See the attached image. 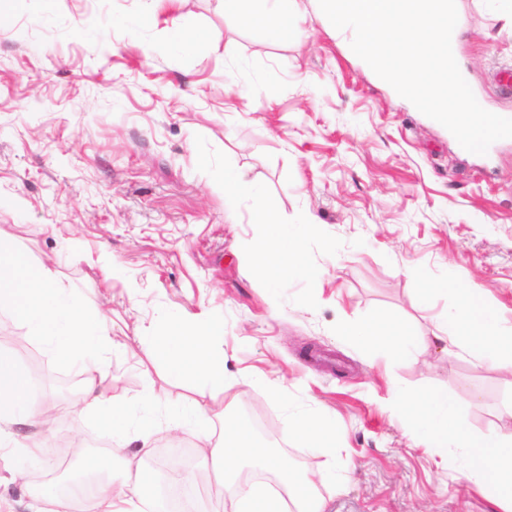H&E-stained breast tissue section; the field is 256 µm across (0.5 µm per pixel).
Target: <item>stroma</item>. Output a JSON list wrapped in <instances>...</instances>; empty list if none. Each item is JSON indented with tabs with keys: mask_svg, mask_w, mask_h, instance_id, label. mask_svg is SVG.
<instances>
[{
	"mask_svg": "<svg viewBox=\"0 0 512 512\" xmlns=\"http://www.w3.org/2000/svg\"><path fill=\"white\" fill-rule=\"evenodd\" d=\"M298 4L275 42L239 26L224 0H0V234L111 318L115 392L129 402L162 386L143 372L138 337L171 315L220 323L227 377H266L235 405L251 410L258 442L305 473L353 462L343 492L322 486L326 512H502L415 445L389 398L396 382L442 388L468 428L512 432V389L447 343L454 295L414 303L448 263L512 319V140L460 154L350 50L318 0ZM460 8L470 87L485 110L512 113L494 81L512 67V6ZM142 16L152 24L133 28ZM176 24L205 50L170 45ZM228 166L262 187L280 222L317 220L297 247L308 276L279 299L251 257L265 225L224 210ZM380 313L427 337L420 355L387 362L337 336L340 320ZM17 362L51 373L38 394L50 403L75 371L41 350ZM292 406L335 415V459L289 441ZM169 447L204 489L193 512H234L187 431L158 426L140 456L147 486L167 481Z\"/></svg>",
	"mask_w": 512,
	"mask_h": 512,
	"instance_id": "1",
	"label": "stroma"
}]
</instances>
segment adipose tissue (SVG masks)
<instances>
[{
	"mask_svg": "<svg viewBox=\"0 0 512 512\" xmlns=\"http://www.w3.org/2000/svg\"><path fill=\"white\" fill-rule=\"evenodd\" d=\"M246 27L262 28L275 40L288 37V18L298 8L297 0H224ZM249 206L256 223L269 231L256 254L265 266L272 293H279L291 278L303 275L295 248L314 233L316 222L306 215L294 224L277 223L260 189L233 170L224 172V209L235 212ZM8 313L24 328L28 340L38 342L59 363L79 365L82 391L66 409L47 405L33 397L36 377L20 373L13 354L0 350V447L9 454H24L22 463L0 473V485L28 481V463L45 455L49 422L62 413L94 418L113 440L134 438L149 446L157 424L154 412L165 407L169 430L192 429L204 461L220 470L217 489L235 501L236 512H325L320 493L324 483L343 490L347 471L333 475L294 474L269 449L263 448L252 432L198 402L147 395L131 406L114 395L112 386V322L89 308L82 298L65 287L44 265L25 260L0 238V313ZM447 318L456 333L450 343L475 361L512 377V321L474 291L460 288ZM219 333L217 323L201 318L193 327L170 319L164 336L146 347L152 364L161 365L168 382L186 379L226 393L230 402L240 394L233 391L224 372V359L214 352ZM337 336L367 349L385 347L403 355L419 352L421 338L406 323L383 313L370 319L342 323ZM392 411L405 432L422 447L432 449L440 461L455 460L460 479L474 485L503 512H512V433H475L460 420L455 398L441 390L413 392L397 386L392 390ZM35 428L27 444L14 438L15 429ZM288 434L301 447L324 456H335L340 446L335 418L323 410L288 411ZM274 473L280 484L272 489L263 483H240L234 473L242 463ZM33 512H170L167 493H150L139 468H126L118 479L106 478L87 486L76 481L56 482L33 488Z\"/></svg>",
	"mask_w": 512,
	"mask_h": 512,
	"instance_id": "obj_1",
	"label": "adipose tissue"
}]
</instances>
